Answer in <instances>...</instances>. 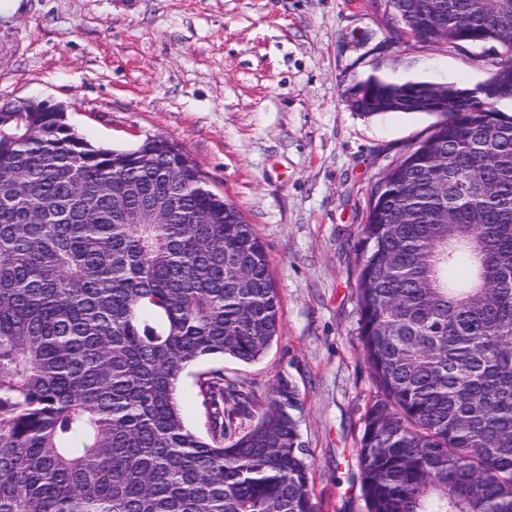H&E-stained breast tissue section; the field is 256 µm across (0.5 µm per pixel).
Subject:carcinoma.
I'll list each match as a JSON object with an SVG mask.
<instances>
[{
    "mask_svg": "<svg viewBox=\"0 0 512 512\" xmlns=\"http://www.w3.org/2000/svg\"><path fill=\"white\" fill-rule=\"evenodd\" d=\"M389 40L512 44V0H394ZM364 116L448 112L376 184L358 330L375 392L357 459L368 512H512V58L485 83L370 74ZM0 105V512H319L293 411L196 374L278 338L266 247L177 143L96 147L64 112ZM137 197L159 216L127 224ZM208 212L209 224L192 216Z\"/></svg>",
    "mask_w": 512,
    "mask_h": 512,
    "instance_id": "1",
    "label": "carcinoma"
}]
</instances>
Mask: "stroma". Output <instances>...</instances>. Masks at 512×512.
<instances>
[{
    "instance_id": "obj_1",
    "label": "stroma",
    "mask_w": 512,
    "mask_h": 512,
    "mask_svg": "<svg viewBox=\"0 0 512 512\" xmlns=\"http://www.w3.org/2000/svg\"><path fill=\"white\" fill-rule=\"evenodd\" d=\"M503 57L494 43H390L367 0H21L0 17V104L63 105L105 148L165 136L239 208L266 244L279 337L255 362L187 370L186 422L206 434L196 371L223 369L252 390L256 417L288 380L320 512H367L357 448L374 386L358 330L361 230L379 178L442 117H366L347 91L371 73L472 88Z\"/></svg>"
}]
</instances>
